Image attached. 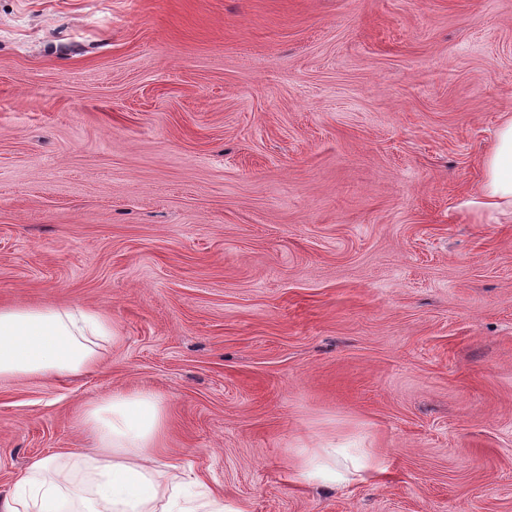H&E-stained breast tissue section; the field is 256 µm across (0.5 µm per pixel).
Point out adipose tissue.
<instances>
[{
	"instance_id": "adipose-tissue-1",
	"label": "adipose tissue",
	"mask_w": 512,
	"mask_h": 512,
	"mask_svg": "<svg viewBox=\"0 0 512 512\" xmlns=\"http://www.w3.org/2000/svg\"><path fill=\"white\" fill-rule=\"evenodd\" d=\"M479 208L512 222V117L499 127L483 160ZM112 337L106 316L79 307L0 308V380L78 374L95 365ZM81 421L96 455L33 459L0 512H241L222 491L182 494L183 472L165 447L161 399L144 391L112 392L87 407Z\"/></svg>"
}]
</instances>
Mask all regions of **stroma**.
<instances>
[{
  "instance_id": "1",
  "label": "stroma",
  "mask_w": 512,
  "mask_h": 512,
  "mask_svg": "<svg viewBox=\"0 0 512 512\" xmlns=\"http://www.w3.org/2000/svg\"><path fill=\"white\" fill-rule=\"evenodd\" d=\"M508 115L512 0H0V306L115 334L0 381V496L147 389L246 512H512ZM481 199L475 202L492 220L512 222V117L499 127L493 148L483 160ZM349 471V465L345 462L336 468V459L331 466H320L312 457L306 458L300 468L299 475L302 478L314 479L325 478L331 482L346 481V474Z\"/></svg>"
}]
</instances>
